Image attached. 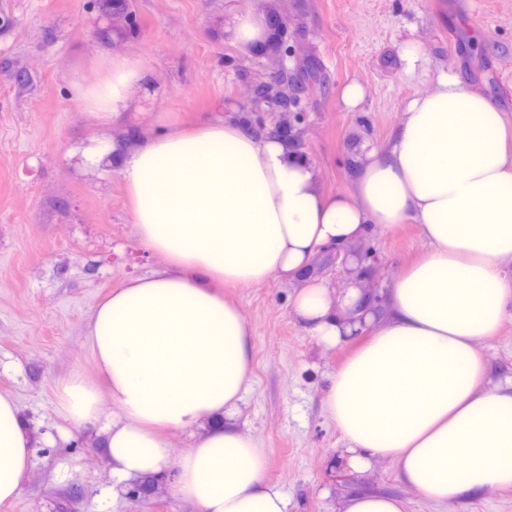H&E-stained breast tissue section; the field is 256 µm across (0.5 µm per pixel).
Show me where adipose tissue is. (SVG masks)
Listing matches in <instances>:
<instances>
[{
  "instance_id": "ef3b65f1",
  "label": "adipose tissue",
  "mask_w": 512,
  "mask_h": 512,
  "mask_svg": "<svg viewBox=\"0 0 512 512\" xmlns=\"http://www.w3.org/2000/svg\"><path fill=\"white\" fill-rule=\"evenodd\" d=\"M223 32L253 51L266 15L227 0ZM92 63L97 81L75 72L69 83L100 124H122L157 94L139 58L104 50ZM511 131L494 100L447 73L406 104L388 145L360 148L350 189L336 194L295 138L256 132L233 112L75 147L84 168L118 166L134 235L166 263L96 305L84 343L97 375L57 385L58 413L103 436L111 494L164 476L190 512H288L266 478L264 442L236 419L252 383L251 330L215 289L271 279L292 288L294 316L324 349L354 340L357 318L373 326L326 388L350 466L392 461L437 505L512 487V374L491 377L480 347L512 317ZM408 219L428 249L377 312L356 266L339 288L313 275L321 246L350 248ZM173 429L189 434L176 457ZM32 446L16 399L0 391V503L20 494Z\"/></svg>"
}]
</instances>
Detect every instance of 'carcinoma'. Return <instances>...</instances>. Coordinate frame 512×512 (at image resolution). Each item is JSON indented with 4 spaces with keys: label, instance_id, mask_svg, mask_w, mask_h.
<instances>
[{
    "label": "carcinoma",
    "instance_id": "obj_1",
    "mask_svg": "<svg viewBox=\"0 0 512 512\" xmlns=\"http://www.w3.org/2000/svg\"><path fill=\"white\" fill-rule=\"evenodd\" d=\"M94 8L112 16V27L120 29L126 39L139 34L140 25L130 0H95ZM297 55L299 67L284 66L274 79L256 80V91L251 105L245 107V119L260 131L270 127L293 132L305 121L311 91L327 90L329 78L319 57L295 40L291 21L270 29L261 53L274 59L290 61L288 53Z\"/></svg>",
    "mask_w": 512,
    "mask_h": 512
}]
</instances>
